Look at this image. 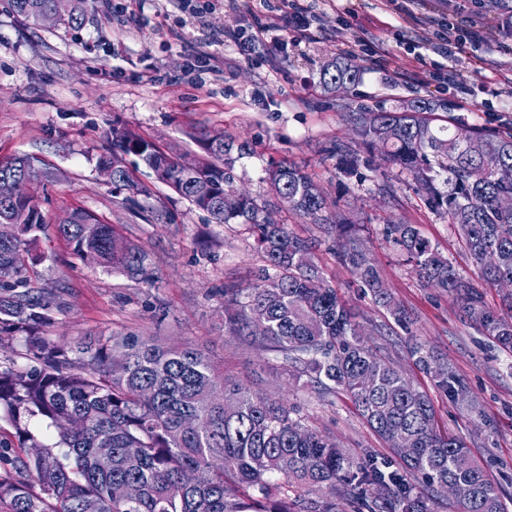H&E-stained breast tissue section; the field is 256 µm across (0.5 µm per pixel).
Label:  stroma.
I'll use <instances>...</instances> for the list:
<instances>
[{"instance_id": "35a3bbf8", "label": "stroma", "mask_w": 512, "mask_h": 512, "mask_svg": "<svg viewBox=\"0 0 512 512\" xmlns=\"http://www.w3.org/2000/svg\"><path fill=\"white\" fill-rule=\"evenodd\" d=\"M504 2L471 0L479 42L449 57L438 52L435 32L442 20L466 22L455 0H300L313 19L306 38L286 29L283 0H250L245 8L222 0L195 24L168 0H140L124 14L107 0H86L80 23L38 28L0 0V159L39 157L50 176L30 192L47 221L74 208L93 212L138 245L154 271L146 283L78 256L53 229L39 233V259L28 279L32 287L61 290L63 298L49 335L140 332L203 347L226 375L296 406L307 425L350 455L389 457L348 396L325 401L309 383L290 384L280 353L258 336L232 333L224 294L250 287L266 265L248 226L212 222L146 168L136 179L150 193L136 197L115 192L96 168L116 125L189 161L204 157L203 135L224 131L248 145L232 174L257 202L272 198L268 162L292 161L335 202L336 215L358 225L388 291L414 318L411 331L363 295L318 226L284 209L276 214L292 232L321 238L318 262L353 308L368 345L428 394L440 430L464 438L512 512V353L464 322L452 298L424 287L386 242L384 228L391 221L416 225L464 276L476 277L477 264L454 226L430 211L411 178L379 152L361 149L359 165L347 173L332 152L352 136L351 112L400 111L417 99L447 104L449 121L512 136V35L503 29ZM230 30L251 35L252 44L211 46L220 75L193 69L200 43ZM369 47L375 57L366 56ZM336 60L361 69L345 93L323 82ZM439 70L447 84L432 80ZM488 81L497 95L481 92ZM468 88L470 103L459 108ZM413 339L464 379L474 411L454 405L414 365Z\"/></svg>"}]
</instances>
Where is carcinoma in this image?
<instances>
[{
  "label": "carcinoma",
  "instance_id": "1",
  "mask_svg": "<svg viewBox=\"0 0 512 512\" xmlns=\"http://www.w3.org/2000/svg\"><path fill=\"white\" fill-rule=\"evenodd\" d=\"M54 0H9L30 24ZM360 68L334 62L325 83L345 91ZM354 141L381 151L387 164L409 174L426 207L458 227L485 283L512 280V210L498 200L512 183L497 171L512 167V137L466 124H439L431 104L415 100L405 112H355ZM112 150L97 168L113 183L147 192L133 180L135 156L217 224H246L267 269L233 294V329L265 327L262 339L279 352L295 379L304 376L325 399L341 390L354 402L391 457L355 458L296 410L224 377L199 346L167 344L128 332L61 342L46 335L60 297L33 288L24 276L36 261L29 245L47 224L31 196L0 200V223L17 235L0 236V335L22 334L19 355H0V408L18 446L0 442V512H336L341 489L351 512H431L429 503L457 485L459 512H505L500 494L464 440L438 429L428 395L363 340L360 324L315 261L318 241L300 238L274 218L287 209L309 224L336 232L338 258L398 325L405 308L381 287V274L364 240L346 220L330 221L323 189L299 166L272 161L266 179L276 202L260 206L248 195L224 210L234 192L232 165L248 154L244 142L215 132L205 138L208 158L192 173L178 158L124 127H112ZM339 169L358 163L348 142L334 149ZM27 155L0 160V177L43 175ZM56 236L79 255L147 283L153 273L143 251L112 224L74 208L55 219ZM386 239L398 246L423 283L449 293L464 318L512 353V293L504 309H490L483 293L413 224L390 222ZM415 364L456 402L469 389L423 344L409 347ZM27 360L18 364L16 357ZM39 416L57 432L45 444L29 429ZM419 474L418 490L406 475ZM325 494L312 498L306 489Z\"/></svg>",
  "mask_w": 512,
  "mask_h": 512
}]
</instances>
